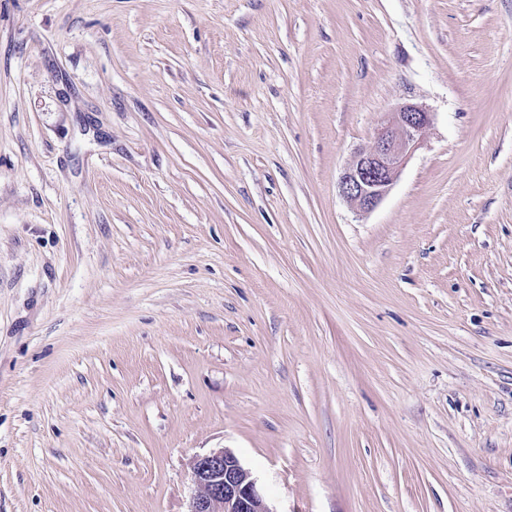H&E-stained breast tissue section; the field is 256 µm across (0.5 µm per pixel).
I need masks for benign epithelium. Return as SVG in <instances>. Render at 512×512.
Masks as SVG:
<instances>
[{
    "label": "benign epithelium",
    "instance_id": "benign-epithelium-1",
    "mask_svg": "<svg viewBox=\"0 0 512 512\" xmlns=\"http://www.w3.org/2000/svg\"><path fill=\"white\" fill-rule=\"evenodd\" d=\"M432 123V113L415 103L387 113L372 144L354 152L339 178L345 200L362 213L377 208ZM190 468L195 490L188 512H274L260 494L257 480L230 450L197 454Z\"/></svg>",
    "mask_w": 512,
    "mask_h": 512
}]
</instances>
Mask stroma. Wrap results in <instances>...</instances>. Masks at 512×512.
Returning a JSON list of instances; mask_svg holds the SVG:
<instances>
[{
    "instance_id": "1",
    "label": "stroma",
    "mask_w": 512,
    "mask_h": 512,
    "mask_svg": "<svg viewBox=\"0 0 512 512\" xmlns=\"http://www.w3.org/2000/svg\"><path fill=\"white\" fill-rule=\"evenodd\" d=\"M217 448L275 512H512V0H0V512H188ZM432 123V112L415 103H404L387 113L375 130L372 144L354 152L339 178V191L345 200L362 213L377 208Z\"/></svg>"
}]
</instances>
